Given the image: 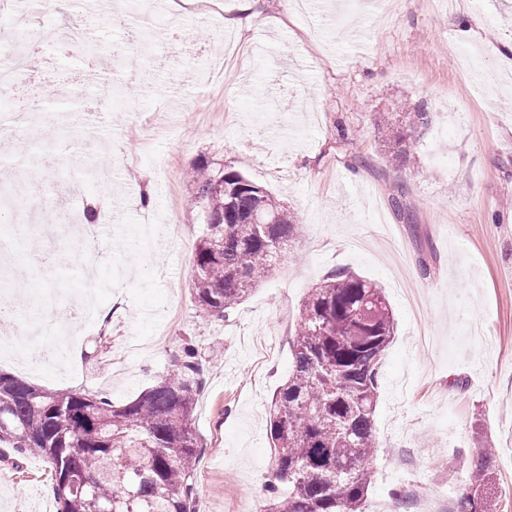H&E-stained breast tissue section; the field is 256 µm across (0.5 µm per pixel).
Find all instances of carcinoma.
<instances>
[{"label": "carcinoma", "mask_w": 512, "mask_h": 512, "mask_svg": "<svg viewBox=\"0 0 512 512\" xmlns=\"http://www.w3.org/2000/svg\"><path fill=\"white\" fill-rule=\"evenodd\" d=\"M390 158L431 123L418 103L379 114ZM207 230L195 249L201 312L222 317L275 270L296 239L297 217L265 187L229 168H193ZM258 218L260 224L252 223ZM382 289L334 271L310 289L293 341V368L270 411L275 448L266 512H360L377 448L373 417L384 351L394 336ZM203 366L186 346L171 371L121 406L86 391H57L0 373V447L49 464L58 512H196L193 428ZM494 453L481 448L456 512H491Z\"/></svg>", "instance_id": "obj_1"}]
</instances>
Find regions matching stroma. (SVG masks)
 <instances>
[{"label": "stroma", "mask_w": 512, "mask_h": 512, "mask_svg": "<svg viewBox=\"0 0 512 512\" xmlns=\"http://www.w3.org/2000/svg\"><path fill=\"white\" fill-rule=\"evenodd\" d=\"M240 5L58 0L35 15L49 37L75 13L92 16L99 50L78 55L54 43L37 57V83L0 100V115L46 92L76 97L95 158L123 163L109 181L92 178L70 194L81 148L60 144L61 169L29 159L68 115L31 110L13 135L10 171L27 176L34 223L54 221L41 205L50 183L60 210L82 215L94 198L107 220L94 321L70 316L79 252L66 251L48 273L14 266L23 285L53 295L50 313L77 360L26 369L43 344L24 335L0 371L103 393L118 406L193 344L206 360L194 410L196 506L264 512L269 409L292 369L299 308L343 269L382 288L396 325L381 360L363 512H386L400 497L454 504L482 446L496 449V482L507 490L494 512H512V56L495 52L512 42V0H310L302 12L289 0ZM226 34L248 53L233 78L213 86ZM114 46L135 68L111 63ZM102 82L113 87L110 109L94 112ZM405 98L424 103L432 122L412 135L409 160L395 163L375 117ZM203 160L266 187L301 224L277 270L222 317L199 316L192 291L206 224L187 174ZM394 184L408 218L390 204ZM0 512H57L46 462L0 453Z\"/></svg>", "instance_id": "35a3bbf8"}]
</instances>
